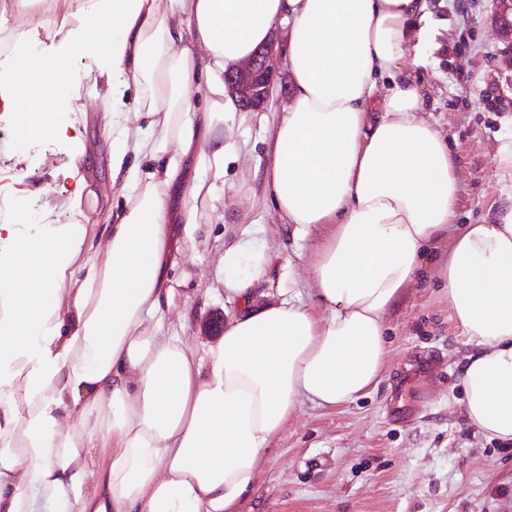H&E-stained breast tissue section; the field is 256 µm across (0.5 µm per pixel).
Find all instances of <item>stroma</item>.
<instances>
[{
    "instance_id": "stroma-1",
    "label": "stroma",
    "mask_w": 512,
    "mask_h": 512,
    "mask_svg": "<svg viewBox=\"0 0 512 512\" xmlns=\"http://www.w3.org/2000/svg\"><path fill=\"white\" fill-rule=\"evenodd\" d=\"M491 0H433L419 20L402 63L419 86L422 116L446 137L461 185L457 221L495 222L512 195V63L500 54ZM0 32L20 49L0 57V72L22 54L69 55L68 83L80 96L44 102L65 124L85 131L83 143L45 133L22 142L10 115L0 114V200L12 203L15 224H70L83 219L88 242L103 244L112 212L131 187L113 179L109 142L98 117L112 95L94 51L70 55L76 25L59 26L54 14L0 0ZM285 66L268 104L224 118V137L237 147L223 177L187 159V178L213 183L215 198L201 210L193 233L177 225L180 247L167 270L170 296L158 326L207 358L217 337L204 334L215 314L235 315L237 299L224 291V249L246 225L261 224L260 246L272 255L257 299L275 303L283 292L308 295L316 247L329 232L317 229L295 246L264 189L266 140L287 112ZM90 188L80 212L70 206L75 175ZM449 241L437 244L421 277L387 316V353L378 387L360 399L324 409L305 403L289 419L258 469L238 512H512V443L488 439L469 426L459 386L466 338L448 308L441 273Z\"/></svg>"
}]
</instances>
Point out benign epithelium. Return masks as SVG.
Segmentation results:
<instances>
[{
  "label": "benign epithelium",
  "instance_id": "7a95c632",
  "mask_svg": "<svg viewBox=\"0 0 512 512\" xmlns=\"http://www.w3.org/2000/svg\"><path fill=\"white\" fill-rule=\"evenodd\" d=\"M492 21L502 38V56L512 59V0H493ZM277 43L270 39L245 62L224 71V85L244 111L268 103L276 72Z\"/></svg>",
  "mask_w": 512,
  "mask_h": 512
}]
</instances>
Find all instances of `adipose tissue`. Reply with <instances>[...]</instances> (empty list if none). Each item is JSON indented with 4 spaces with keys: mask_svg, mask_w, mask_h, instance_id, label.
Returning a JSON list of instances; mask_svg holds the SVG:
<instances>
[{
    "mask_svg": "<svg viewBox=\"0 0 512 512\" xmlns=\"http://www.w3.org/2000/svg\"><path fill=\"white\" fill-rule=\"evenodd\" d=\"M427 0H84L111 61L112 168L148 158L104 255L82 224H0V512H236L269 446L304 402L333 408L376 388L386 315L450 239L448 307L470 351L467 422L512 442V203L495 224L455 227L456 160L402 77ZM288 29L292 100L269 143L267 190L315 252L309 301L256 305L269 256L259 228L224 253L243 307L207 362L160 335L169 295L172 189L191 152L223 171L224 71L275 25ZM69 56L25 58L0 76L57 89ZM207 102L189 103L190 94ZM160 136H153V129ZM107 461L92 463L96 446Z\"/></svg>",
    "mask_w": 512,
    "mask_h": 512,
    "instance_id": "obj_1",
    "label": "adipose tissue"
}]
</instances>
